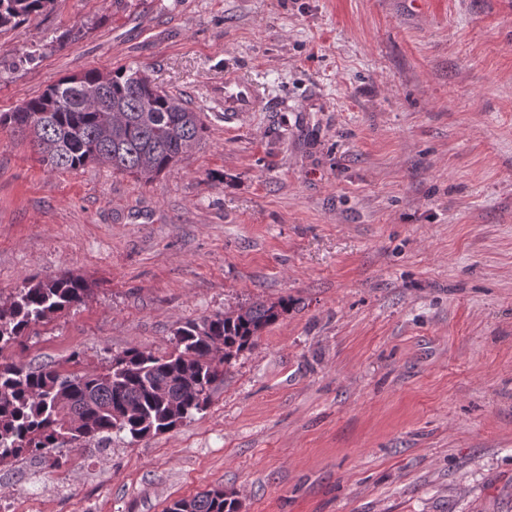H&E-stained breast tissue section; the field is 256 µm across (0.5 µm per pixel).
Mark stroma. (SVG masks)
I'll list each match as a JSON object with an SVG mask.
<instances>
[{
  "mask_svg": "<svg viewBox=\"0 0 512 512\" xmlns=\"http://www.w3.org/2000/svg\"><path fill=\"white\" fill-rule=\"evenodd\" d=\"M201 112L151 182L0 127V300L85 278L13 360L72 372L255 301L210 404L0 465L25 512H512V0H54L0 32V113L96 68ZM260 111L224 117V73ZM224 488L214 487L191 498L173 500L166 512H237L238 500L224 497Z\"/></svg>",
  "mask_w": 512,
  "mask_h": 512,
  "instance_id": "35a3bbf8",
  "label": "stroma"
}]
</instances>
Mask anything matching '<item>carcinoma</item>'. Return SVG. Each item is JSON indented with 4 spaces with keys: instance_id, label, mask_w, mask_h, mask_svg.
I'll list each match as a JSON object with an SVG mask.
<instances>
[{
    "instance_id": "cac0c4a2",
    "label": "carcinoma",
    "mask_w": 512,
    "mask_h": 512,
    "mask_svg": "<svg viewBox=\"0 0 512 512\" xmlns=\"http://www.w3.org/2000/svg\"><path fill=\"white\" fill-rule=\"evenodd\" d=\"M54 0H0V29L46 11ZM0 126L31 137L51 169L89 164L145 181L172 168L204 137L200 113L156 86L138 68L106 74L89 69L49 86L11 112ZM80 276H33L0 303V464L58 445L69 425L79 441L109 442L112 432L140 439L169 431L203 410L224 379V366L251 349L288 302L256 301L236 311L187 322L165 356L136 347L113 356L100 372L63 373L32 367L4 352L38 325L83 303ZM235 498L214 487L172 501L166 512H238Z\"/></svg>"
}]
</instances>
